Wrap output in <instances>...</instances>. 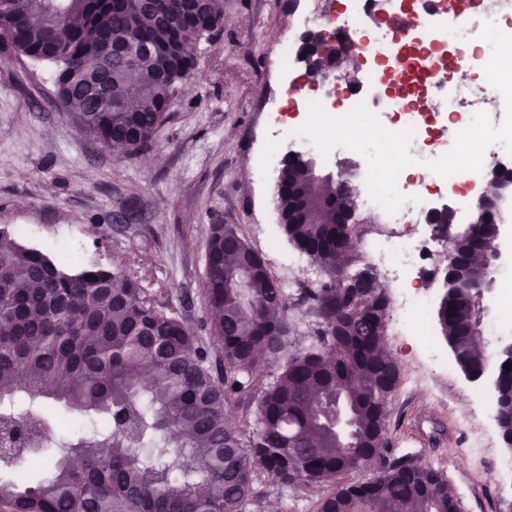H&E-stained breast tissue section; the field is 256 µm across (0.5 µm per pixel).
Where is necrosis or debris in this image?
<instances>
[{
    "label": "necrosis or debris",
    "mask_w": 512,
    "mask_h": 512,
    "mask_svg": "<svg viewBox=\"0 0 512 512\" xmlns=\"http://www.w3.org/2000/svg\"><path fill=\"white\" fill-rule=\"evenodd\" d=\"M509 10L512 0H490L483 10L463 17L454 15L446 0H413L407 9L402 0H348L340 14H317L304 21L309 29L332 27L368 62L367 89L351 94L352 103H366L390 131H414L409 152L417 162L398 177V188L408 201L377 227L366 256L391 283L401 285L395 322L413 335L428 334L430 298L426 292L407 288L405 281L412 273L435 271L436 253L446 245L445 238L424 234L422 228L429 225L437 201L465 191L480 194L485 183L481 172L444 179L423 165L453 148L457 133L482 110L488 94L484 87L449 82L444 73L433 76L424 53L429 50L438 56L450 45L457 54L471 51L488 61L491 47L479 37L482 24L500 21ZM419 91L434 99V111H416L410 98Z\"/></svg>",
    "instance_id": "1"
}]
</instances>
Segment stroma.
<instances>
[{
  "label": "stroma",
  "instance_id": "stroma-1",
  "mask_svg": "<svg viewBox=\"0 0 512 512\" xmlns=\"http://www.w3.org/2000/svg\"><path fill=\"white\" fill-rule=\"evenodd\" d=\"M346 0H224V26L195 49L196 68L149 147L134 156L104 150L60 105L51 71L0 43V225L57 259L121 266L159 301L178 307L191 331L208 334L202 295L205 254L215 224L240 236L283 280L311 277L289 265L297 249L280 226L277 175L251 168L271 147L272 116L285 111L290 84L305 66L277 64L284 42L300 44L304 15ZM402 376L421 387L397 389L386 407L387 436L443 473L460 512H512V461L483 382L436 372L422 339L387 329ZM318 488L264 487L260 505L316 512Z\"/></svg>",
  "mask_w": 512,
  "mask_h": 512
}]
</instances>
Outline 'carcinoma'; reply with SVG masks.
I'll return each mask as SVG.
<instances>
[{
    "label": "carcinoma",
    "instance_id": "cac0c4a2",
    "mask_svg": "<svg viewBox=\"0 0 512 512\" xmlns=\"http://www.w3.org/2000/svg\"><path fill=\"white\" fill-rule=\"evenodd\" d=\"M0 0V40L55 69L65 111L103 148L134 154L166 120L177 87L195 69L193 49L224 26V0ZM118 54L113 56L110 49ZM488 186L512 192L495 165ZM355 215L350 185L312 182L307 167L281 163V227L325 279L298 289L316 318L314 343L289 349L290 295L262 255L231 224H214L205 255L204 298L214 312L205 343L177 308L152 299L140 280L97 262L60 261L0 227V470L23 472L21 431L45 439L72 412L94 437L55 442L53 471L36 485L0 482V512H246L267 481L320 487L317 512H454L442 473L387 450L386 424L373 401L400 381L384 345L388 312L372 307L385 289L360 255L336 246ZM489 212L448 239L442 333L467 375L502 362L482 328L480 288ZM360 276L354 296L344 280ZM246 276V287L225 283ZM454 305L455 310L448 309ZM347 311L348 335H330L329 318ZM349 395L336 398V388ZM254 406L255 430L238 426L239 402ZM341 405L362 454L377 472L361 481L349 448L333 434L308 443L322 409Z\"/></svg>",
    "mask_w": 512,
    "mask_h": 512
}]
</instances>
